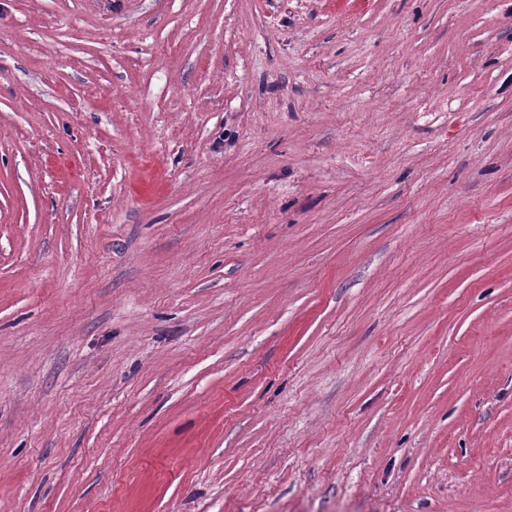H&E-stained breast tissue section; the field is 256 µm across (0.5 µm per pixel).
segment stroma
<instances>
[{
    "label": "stroma",
    "mask_w": 512,
    "mask_h": 512,
    "mask_svg": "<svg viewBox=\"0 0 512 512\" xmlns=\"http://www.w3.org/2000/svg\"><path fill=\"white\" fill-rule=\"evenodd\" d=\"M0 512H512V0H0Z\"/></svg>",
    "instance_id": "1"
}]
</instances>
